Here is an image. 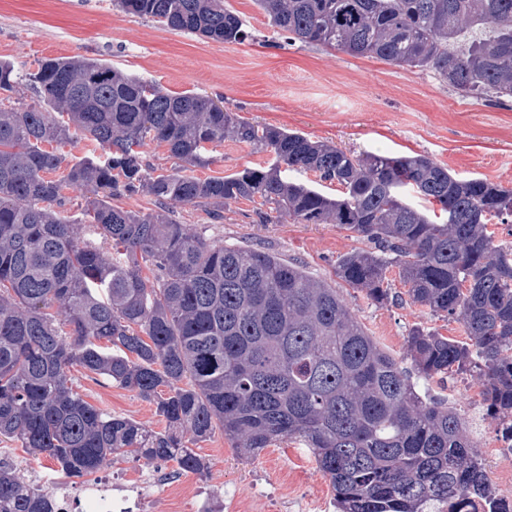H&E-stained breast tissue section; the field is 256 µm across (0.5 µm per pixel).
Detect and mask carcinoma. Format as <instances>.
Listing matches in <instances>:
<instances>
[{
  "mask_svg": "<svg viewBox=\"0 0 512 512\" xmlns=\"http://www.w3.org/2000/svg\"><path fill=\"white\" fill-rule=\"evenodd\" d=\"M287 39L432 71L462 96L512 100V0H254ZM122 11L219 43L251 38L224 0H113ZM476 29L486 34L470 36ZM34 99L13 100L20 85ZM100 156L59 179L73 134ZM226 140L273 161L200 180L161 172L149 142L193 167ZM337 184L332 196L285 172ZM82 191L81 216L64 190ZM144 192L158 209L112 201ZM259 201L297 224H338L371 247L336 276L383 304L398 269L406 294L461 323L467 341L414 327L407 358L426 379L470 374L487 411L512 424V187L460 178L425 155L343 150L298 131L238 119L208 96L171 94L100 59L0 61V439L82 478L118 454L205 464L184 435L221 429L254 456L283 439L312 450L337 512H442L487 499L489 478L461 416L416 389L346 300L296 263L207 239L175 218L191 204L223 218ZM267 210H262V207ZM153 278L143 275V270ZM156 404L162 432L113 415L73 388L69 367ZM0 512H54L50 492L0 465Z\"/></svg>",
  "mask_w": 512,
  "mask_h": 512,
  "instance_id": "1",
  "label": "carcinoma"
}]
</instances>
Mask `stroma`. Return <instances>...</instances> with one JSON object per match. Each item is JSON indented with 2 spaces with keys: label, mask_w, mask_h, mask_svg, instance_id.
Wrapping results in <instances>:
<instances>
[{
  "label": "stroma",
  "mask_w": 512,
  "mask_h": 512,
  "mask_svg": "<svg viewBox=\"0 0 512 512\" xmlns=\"http://www.w3.org/2000/svg\"><path fill=\"white\" fill-rule=\"evenodd\" d=\"M226 4L244 19L252 39L216 43L125 14L112 0H0V59L11 61L21 73L34 70L44 58L102 59L173 94L191 91L223 99L225 109L245 121L296 130L357 153L422 154L459 177L512 186V102L495 106L461 97L429 71L288 44L254 0ZM212 157L208 166L187 168V175L222 177L270 159L269 153L234 141L215 148ZM178 212L182 223L212 240L303 265L343 295L369 336L403 367L411 365L405 347L414 327L465 338L461 324L432 315L409 299L396 268L386 272L392 297L383 306L341 281L336 275L339 259L364 245L351 231L277 216L261 224L246 200L226 206L220 221L190 205L179 206ZM70 376L87 402L147 429H165L154 403L90 379L77 367ZM416 384L421 393L456 409L473 441L492 446L498 422L487 414L476 380L463 374L420 378ZM193 449L206 463L203 472L130 454L119 456L113 467L120 483L129 487L142 474H153L152 512H191L190 501L205 495L220 500L222 512H334L329 481L302 442L276 441L246 458L218 430ZM0 463L14 467L26 481L52 489L64 482L52 458L28 456L15 442H0Z\"/></svg>",
  "instance_id": "1"
}]
</instances>
